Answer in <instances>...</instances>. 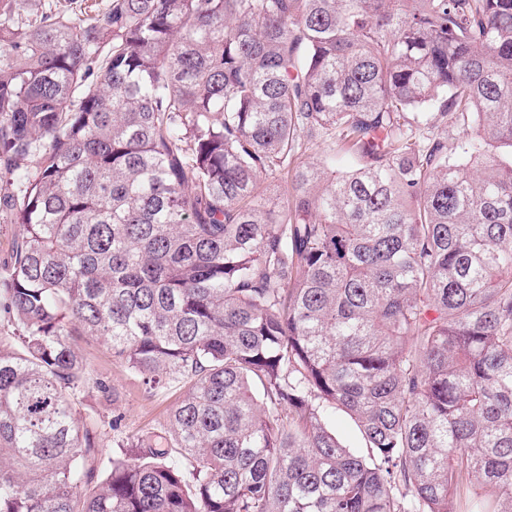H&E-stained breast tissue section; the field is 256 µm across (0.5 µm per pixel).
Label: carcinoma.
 Masks as SVG:
<instances>
[{"label": "carcinoma", "instance_id": "1", "mask_svg": "<svg viewBox=\"0 0 512 512\" xmlns=\"http://www.w3.org/2000/svg\"><path fill=\"white\" fill-rule=\"evenodd\" d=\"M0 221V512H512V0H0ZM76 347L89 372L91 383L105 382L116 400L106 401L95 391L90 393L83 406L82 420L96 424L101 442L96 464L103 469L112 451L118 449L115 441L126 434L146 433L160 428L172 403L180 394L179 387L163 393L150 392L143 379L130 372L112 357L107 345L87 336H74ZM121 414L119 431H112V415Z\"/></svg>", "mask_w": 512, "mask_h": 512}]
</instances>
